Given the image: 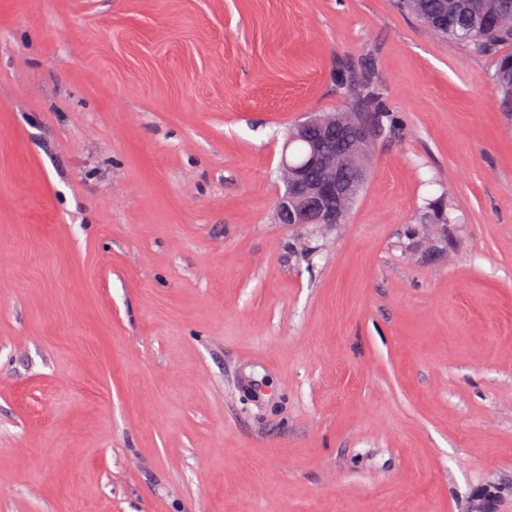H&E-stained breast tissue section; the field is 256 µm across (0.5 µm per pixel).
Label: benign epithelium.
I'll list each match as a JSON object with an SVG mask.
<instances>
[{"mask_svg":"<svg viewBox=\"0 0 512 512\" xmlns=\"http://www.w3.org/2000/svg\"><path fill=\"white\" fill-rule=\"evenodd\" d=\"M368 134V125L347 112L311 113L295 126L290 140L306 142L308 159L296 165L283 149L278 167L284 184L277 207L281 223H340L367 175ZM312 169L318 172L315 179L308 176Z\"/></svg>","mask_w":512,"mask_h":512,"instance_id":"obj_1","label":"benign epithelium"}]
</instances>
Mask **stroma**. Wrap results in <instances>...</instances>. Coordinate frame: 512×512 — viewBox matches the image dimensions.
Instances as JSON below:
<instances>
[{"instance_id":"stroma-1","label":"stroma","mask_w":512,"mask_h":512,"mask_svg":"<svg viewBox=\"0 0 512 512\" xmlns=\"http://www.w3.org/2000/svg\"><path fill=\"white\" fill-rule=\"evenodd\" d=\"M494 61L395 0H0V512L512 484ZM363 68L393 124L346 223H279L289 129Z\"/></svg>"}]
</instances>
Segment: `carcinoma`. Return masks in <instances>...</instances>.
Listing matches in <instances>:
<instances>
[{"label":"carcinoma","instance_id":"carcinoma-1","mask_svg":"<svg viewBox=\"0 0 512 512\" xmlns=\"http://www.w3.org/2000/svg\"><path fill=\"white\" fill-rule=\"evenodd\" d=\"M477 0H400L403 8L412 12L428 27L443 10H448V29H435V32L453 40L472 43L475 46L492 50L501 43L512 41V28H500L492 17L483 20L474 16ZM492 79L503 96V107L512 112V54H502L495 61ZM342 89L349 92L347 111L352 117H366L372 129H382L390 120V114L382 104L378 85L368 70L351 71L342 81Z\"/></svg>","mask_w":512,"mask_h":512}]
</instances>
